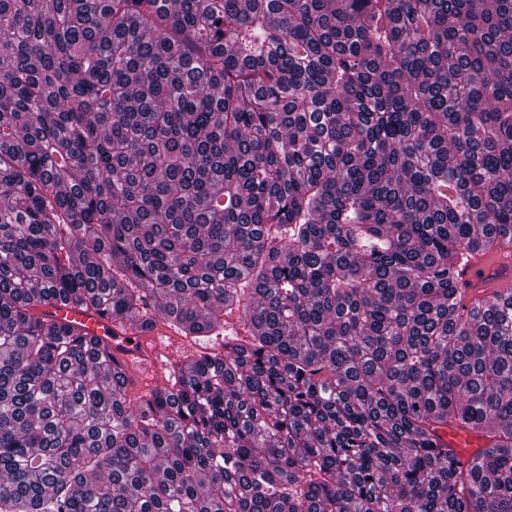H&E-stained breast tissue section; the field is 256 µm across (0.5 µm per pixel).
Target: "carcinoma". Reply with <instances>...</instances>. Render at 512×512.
Returning a JSON list of instances; mask_svg holds the SVG:
<instances>
[{"mask_svg": "<svg viewBox=\"0 0 512 512\" xmlns=\"http://www.w3.org/2000/svg\"><path fill=\"white\" fill-rule=\"evenodd\" d=\"M479 250L512 0H0V512H512ZM57 301L201 350L132 401ZM439 434L442 440L448 443V447L455 448L464 459H467L476 448H480L484 444L483 439H479L471 433L457 430L453 427L439 431Z\"/></svg>", "mask_w": 512, "mask_h": 512, "instance_id": "1", "label": "carcinoma"}]
</instances>
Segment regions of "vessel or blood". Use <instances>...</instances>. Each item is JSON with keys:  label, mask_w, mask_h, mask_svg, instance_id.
Instances as JSON below:
<instances>
[{"label": "vessel or blood", "mask_w": 512, "mask_h": 512, "mask_svg": "<svg viewBox=\"0 0 512 512\" xmlns=\"http://www.w3.org/2000/svg\"><path fill=\"white\" fill-rule=\"evenodd\" d=\"M458 288L462 294L463 305L469 306L475 299L504 293L512 290V256L505 252L495 254L471 253L467 262L457 269ZM56 320L81 324L86 333L104 339L118 337L119 351L117 357L125 368L136 370L143 388L149 389L162 368L160 356L166 353L158 334L142 338L134 333L114 334L110 316H103L93 311L66 304L54 309ZM441 437L449 447L455 448L462 457L482 447V439L455 428L442 431Z\"/></svg>", "instance_id": "vessel-or-blood-1"}]
</instances>
